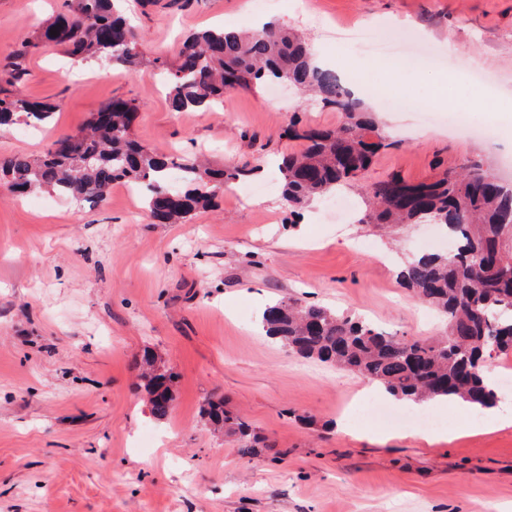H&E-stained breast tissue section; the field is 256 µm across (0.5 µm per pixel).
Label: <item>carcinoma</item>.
<instances>
[{
    "label": "carcinoma",
    "mask_w": 512,
    "mask_h": 512,
    "mask_svg": "<svg viewBox=\"0 0 512 512\" xmlns=\"http://www.w3.org/2000/svg\"><path fill=\"white\" fill-rule=\"evenodd\" d=\"M43 45H62L73 60L111 63L130 73L145 62L126 0H61L36 40L23 42L0 66V131L21 123L41 130L56 112V105L30 100L22 90L28 58ZM152 64L174 112L219 108L228 94L277 79L312 92L344 116L334 128L297 119L283 129L281 136L302 144L279 163L282 199L291 214L339 186L356 185L365 223L379 229L440 224L455 242L451 255L422 254L398 272L416 299L448 317L446 335L394 336L325 305L288 298L263 309L260 324L268 336L303 359L353 371L398 398H459L476 410L499 401L483 371L487 361L512 354V246L505 245L512 240V187L472 160L429 182L400 175L364 181L376 155L390 146L388 136L289 27L266 23L192 32L175 61L156 57ZM138 112L135 100L114 97L91 113L85 129L55 139L43 155L0 156V186L16 195L54 191L80 204L103 201L114 183L124 182L144 193L152 223L184 224L215 204L224 183L253 173L246 163L203 167L141 143L134 136ZM174 170L184 181L176 191L170 185ZM155 361L154 354L143 355L139 380L153 417L163 420L174 401L173 375L167 367L155 368ZM203 415L213 430L234 438L240 454L260 453L262 439L224 401L207 402Z\"/></svg>",
    "instance_id": "cac0c4a2"
}]
</instances>
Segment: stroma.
<instances>
[{"label":"stroma","mask_w":512,"mask_h":512,"mask_svg":"<svg viewBox=\"0 0 512 512\" xmlns=\"http://www.w3.org/2000/svg\"><path fill=\"white\" fill-rule=\"evenodd\" d=\"M56 10L57 0H0V63ZM259 17L322 51L336 26L388 25L432 52L427 74L397 85L385 58L343 48L365 62L366 96L393 142L368 180L428 181L479 159L512 181V133L474 107L490 90L512 107V0H156L133 21L147 58L172 59L185 31ZM27 68L24 92L57 103L55 124L0 131V156L42 153L123 96L139 106L143 144L255 172L186 224L150 223L142 197L118 186L93 205L0 194V512H512V428L468 432L470 411L448 404L450 439L432 447L411 422L348 434L340 422L365 380L291 355L258 323L267 303L305 297L399 336L446 326L397 278L406 260L444 252L432 225L383 236L358 210L340 224L328 201L297 218L283 204L274 159L299 144L282 129L296 114L333 128L340 113L279 82L230 94L216 112L176 113L156 68L99 64L79 82L60 46ZM147 350L176 375L162 421L136 387ZM217 398L267 451L241 455L209 427L201 410Z\"/></svg>","instance_id":"35a3bbf8"}]
</instances>
